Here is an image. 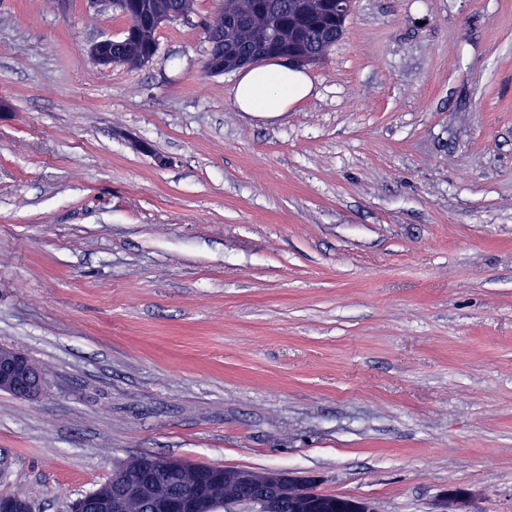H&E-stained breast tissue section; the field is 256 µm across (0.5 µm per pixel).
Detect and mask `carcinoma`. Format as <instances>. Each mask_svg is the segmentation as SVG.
<instances>
[{
    "label": "carcinoma",
    "instance_id": "obj_1",
    "mask_svg": "<svg viewBox=\"0 0 512 512\" xmlns=\"http://www.w3.org/2000/svg\"><path fill=\"white\" fill-rule=\"evenodd\" d=\"M149 0H125L113 6L132 34L128 45L112 54V66L138 68L142 59L158 47V26L144 23L143 10ZM162 10L173 11L188 22L197 15V0H157ZM304 0H221L220 9L199 23L207 41L224 38V53L251 54L264 44L273 42L288 51V28L300 27V48L323 61L336 44L335 34L323 9L300 14Z\"/></svg>",
    "mask_w": 512,
    "mask_h": 512
}]
</instances>
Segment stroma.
<instances>
[{
	"label": "stroma",
	"instance_id": "obj_1",
	"mask_svg": "<svg viewBox=\"0 0 512 512\" xmlns=\"http://www.w3.org/2000/svg\"><path fill=\"white\" fill-rule=\"evenodd\" d=\"M0 0V494L67 512L161 455L377 512H512V0H353L272 120L194 26ZM99 2H108L112 5V0H90V7L97 6ZM147 2L161 3L163 11L172 10L175 15L186 22L197 16V0H125L121 4L112 5L113 9L119 12L124 19L125 30H128L132 37L128 40L126 47L116 49L113 54L112 45L126 41L125 32L120 39L114 40L112 37H106L93 43L89 52L96 64L110 67L112 61V67L138 68L143 66V57L158 47L159 25L148 26L144 23L143 10H145ZM162 10H159L158 14ZM17 351L6 345L0 346V392L7 393L19 400H36L42 394L45 374L39 367L38 373L29 370L28 362L35 369V364ZM472 497V492L466 487H453L445 489L439 500L440 510L435 512H469L467 505Z\"/></svg>",
	"mask_w": 512,
	"mask_h": 512
}]
</instances>
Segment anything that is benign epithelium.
<instances>
[{"label": "benign epithelium", "instance_id": "obj_1", "mask_svg": "<svg viewBox=\"0 0 512 512\" xmlns=\"http://www.w3.org/2000/svg\"><path fill=\"white\" fill-rule=\"evenodd\" d=\"M116 40L106 37L90 47L96 64L108 67L112 61V45ZM272 58L264 50L252 55L210 56L208 70L226 73ZM45 385L44 372L29 370L28 361L6 345L0 346V392L19 400H36ZM316 476L309 472L275 469L263 473L248 470H224V501L216 502L200 489V484L189 483L177 497L162 500L158 507L163 512H237V507L248 506L252 512H376L371 502L361 497L336 496L328 498L315 490ZM147 479L139 471L119 467L94 490L92 497H80L72 504L71 512H126L127 503L134 495H144ZM472 492L466 487L445 489L439 500L438 512H468ZM0 512H32L31 503L21 497L0 495Z\"/></svg>", "mask_w": 512, "mask_h": 512}]
</instances>
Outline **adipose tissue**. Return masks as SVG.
<instances>
[{"label":"adipose tissue","mask_w":512,"mask_h":512,"mask_svg":"<svg viewBox=\"0 0 512 512\" xmlns=\"http://www.w3.org/2000/svg\"><path fill=\"white\" fill-rule=\"evenodd\" d=\"M312 89L303 69L275 59L242 69L233 89V101L239 111L275 118L307 98Z\"/></svg>","instance_id":"ef3b65f1"}]
</instances>
